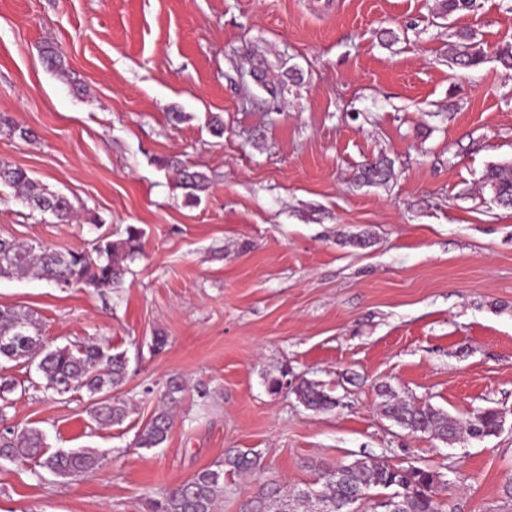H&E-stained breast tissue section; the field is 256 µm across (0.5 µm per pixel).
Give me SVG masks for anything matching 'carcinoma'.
Returning a JSON list of instances; mask_svg holds the SVG:
<instances>
[{"mask_svg":"<svg viewBox=\"0 0 512 512\" xmlns=\"http://www.w3.org/2000/svg\"><path fill=\"white\" fill-rule=\"evenodd\" d=\"M447 14L474 12L479 0H444ZM453 37L452 63L459 68L475 67L485 59L480 43L473 41L472 33L459 29ZM46 69L66 74L63 52L50 45L41 50ZM23 140L34 137L33 132L0 114V127ZM388 166L381 161L369 162L362 171L366 183L386 180ZM180 186L187 197H197L205 189V178L197 172L179 170ZM12 188L15 194L33 212L51 216L59 224H69L76 217L70 199L56 191L37 184L20 167L0 160V185ZM483 185L503 206H512V164L492 165L484 175ZM140 233L129 227L126 238L113 240L99 236L93 253L58 251L0 237V278L34 277L67 288L85 285L98 291L120 286L127 271L126 261L139 252ZM35 366L38 381L29 382L32 389L40 388L56 395L85 391L91 404L88 408L92 421L102 426L121 424L128 416V402L121 396L126 384L127 358L123 352H114L108 345L83 342L77 345L49 346L33 311H23L0 305V362ZM17 383L0 376V460L20 467L30 465V472L38 476L48 472L63 478L85 477L94 474L103 465L104 455L92 448L50 450L46 434L38 427L8 424L10 409L14 407L13 394ZM26 391V387L19 388ZM183 385L168 381L162 395V405L136 432L134 445L141 449L161 447L168 439L172 425V411L180 402ZM293 392L309 410L322 411L336 405L333 398L315 383L302 381ZM383 414L413 433L430 434L443 441L458 434L455 421L440 409L413 406L403 400L389 397L384 402ZM501 426L499 413L485 409L473 415L465 431L469 437L483 439L495 435ZM230 471L247 473L258 468L259 461L247 452L233 456L195 472L189 479L169 487L149 501L150 512H217V504L224 497V466ZM319 483L321 489L301 490L289 499H274L269 492H261L246 504V512H299V507L315 506L317 512H350L360 500L369 503L367 512H384L382 504L370 497L374 489H390L397 495L398 512H438L434 491L438 474L432 470L382 463L374 458L357 459L348 465L323 468Z\"/></svg>","mask_w":512,"mask_h":512,"instance_id":"cac0c4a2","label":"carcinoma"}]
</instances>
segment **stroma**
Returning <instances> with one entry per match:
<instances>
[{
	"mask_svg": "<svg viewBox=\"0 0 512 512\" xmlns=\"http://www.w3.org/2000/svg\"><path fill=\"white\" fill-rule=\"evenodd\" d=\"M440 3L0 0V114L36 135L0 128V160L79 214L40 219L1 187L0 236L87 251L142 233L104 293L0 279V304L37 313L48 345L126 352L132 406L99 428L85 393L19 396L13 423L106 459L78 479L0 461V512H147L233 449L260 466L225 473L218 512L366 456L438 472L441 512H512V208L482 186L512 163V69L493 57L512 43V0L450 16ZM461 28L488 53L478 67L448 61ZM47 44L67 76L42 65ZM378 158L389 179L364 183ZM179 164L207 178L196 199ZM283 372L335 408L270 393ZM173 376L186 390L167 441L134 447ZM384 386L460 421L497 409L502 428L450 444L410 433L382 414ZM293 392L296 394L299 401L309 410L322 411L336 405V402L328 393L320 389L317 384L306 380L298 383L293 388Z\"/></svg>",
	"mask_w": 512,
	"mask_h": 512,
	"instance_id": "35a3bbf8",
	"label": "stroma"
}]
</instances>
